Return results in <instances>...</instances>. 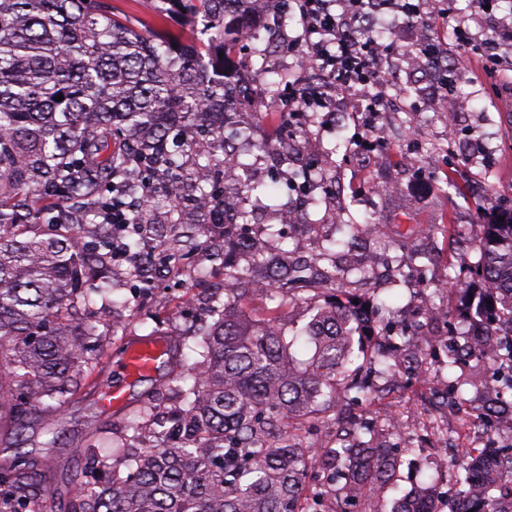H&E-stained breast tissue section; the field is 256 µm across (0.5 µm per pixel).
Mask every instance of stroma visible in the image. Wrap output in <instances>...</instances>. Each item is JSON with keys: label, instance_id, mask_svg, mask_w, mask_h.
<instances>
[{"label": "stroma", "instance_id": "1", "mask_svg": "<svg viewBox=\"0 0 512 512\" xmlns=\"http://www.w3.org/2000/svg\"><path fill=\"white\" fill-rule=\"evenodd\" d=\"M98 2L139 32L155 29L184 42L197 36L196 24L165 11L162 0ZM426 13L423 27L381 16L376 37L387 47L382 66L388 83L382 90L385 103L368 127L352 94L337 96L330 111H289V87L280 83V72L317 86L324 85L325 77L320 69L304 67L298 55L283 52V43L302 33L286 0H262L252 10L250 29L270 45V57L259 62L243 45L226 64L228 82L243 81L252 90L226 116L224 139L247 165L251 180L261 185L250 202L253 221L213 232L211 240L222 249L223 261H209L195 244L181 250L173 267L152 260L176 235L175 228L163 225L140 253L151 262L149 278H128L127 261L107 258L103 270L112 281V294L89 309L114 355L135 337L156 332L190 336L211 324V304L204 296L223 282L225 265L246 267L242 240L294 256L317 259L328 254L341 270L360 267L361 275L311 290L252 291L242 311L254 320L275 317L293 341L292 354L301 360L314 353L313 344L301 337L310 308L332 300L338 287L369 305L384 336L436 339L428 358L430 373L420 374L419 351L406 347L392 380L370 375L375 398L337 397L307 424L314 439L328 440L343 418L357 424L389 419L391 429L378 439L405 451L394 490L398 496L436 476L442 449L468 444L458 413L437 390L462 375L467 379L463 396L475 401L481 397L486 377L482 364L472 359L449 368L446 343L450 334L467 329L455 317L457 289L480 285L476 268L483 226L512 207V111L502 109L512 101V64L504 63L493 77L482 69L483 41L512 23V0H497L489 15L475 13L472 0H429ZM424 34L444 42L449 64L458 67L453 94L464 104L461 111L449 110L447 102L436 98V73L405 52ZM464 34L470 47L462 53L458 46ZM273 134L291 146L288 165L269 164L257 147ZM294 207L299 210L297 224L271 221V210ZM368 220L378 225V233L363 232ZM425 294L433 296L438 318L422 314ZM103 377L102 369H94L63 414L32 423V455L38 465L53 468L54 495L44 502L45 512H55L59 494L79 475L92 430L119 440L129 431L134 408L152 396H159L164 409L178 405L177 395L166 391L160 375L132 387L130 410L113 417L100 405ZM47 427L58 435L56 447L49 450L42 447Z\"/></svg>", "mask_w": 512, "mask_h": 512}]
</instances>
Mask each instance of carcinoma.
<instances>
[{"mask_svg":"<svg viewBox=\"0 0 512 512\" xmlns=\"http://www.w3.org/2000/svg\"><path fill=\"white\" fill-rule=\"evenodd\" d=\"M166 2L201 20L207 41L175 46L102 21L95 0H0V429L9 423L16 445L0 458V512H42L49 489L23 433L33 415L64 412L107 353L78 307L102 294L90 242L112 247V209L143 238L161 223L197 224L201 235L224 223L206 185L225 150V64L252 0ZM175 130L180 153L168 147ZM500 217L484 225L481 296L464 309L493 328L498 347L485 354L450 337L448 365L481 356L498 387L512 389V210ZM245 248L265 289L302 275L286 250ZM246 274L231 275L238 287L213 308L198 359L172 377L184 408L168 417L157 404L139 408L130 437L103 456L90 449L58 512H327L328 503L357 512L365 497L395 489L402 449L377 445L374 429L354 425L332 443L305 433L327 394L368 393L362 366L350 365L355 336L376 328L338 288L307 326L314 355L299 361L275 319L241 316ZM462 384L443 398L483 434L494 420L489 401L469 403ZM477 452L446 457L448 512L462 500L473 512H503L500 499L512 498V448L486 475ZM313 471L323 478L309 485ZM390 512H441L438 487L415 486Z\"/></svg>","mask_w":512,"mask_h":512,"instance_id":"obj_1","label":"carcinoma"}]
</instances>
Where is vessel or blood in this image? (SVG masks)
Returning a JSON list of instances; mask_svg holds the SVG:
<instances>
[{"label":"vessel or blood","instance_id":"1","mask_svg":"<svg viewBox=\"0 0 512 512\" xmlns=\"http://www.w3.org/2000/svg\"><path fill=\"white\" fill-rule=\"evenodd\" d=\"M168 364V341L164 338L143 339L124 345L119 360L110 362L112 376L101 391L104 408L120 412L129 391L141 378L154 375Z\"/></svg>","mask_w":512,"mask_h":512}]
</instances>
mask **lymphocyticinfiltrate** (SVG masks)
I'll use <instances>...</instances> for the list:
<instances>
[{
    "mask_svg": "<svg viewBox=\"0 0 512 512\" xmlns=\"http://www.w3.org/2000/svg\"><path fill=\"white\" fill-rule=\"evenodd\" d=\"M303 35L289 40L288 51L312 66L328 71L333 92L347 94L356 87L385 84L380 67L382 49L359 21L366 11L382 7L414 23L423 14L422 0H292Z\"/></svg>",
    "mask_w": 512,
    "mask_h": 512,
    "instance_id": "f902f5d3",
    "label": "lymphocytic infiltrate"
}]
</instances>
